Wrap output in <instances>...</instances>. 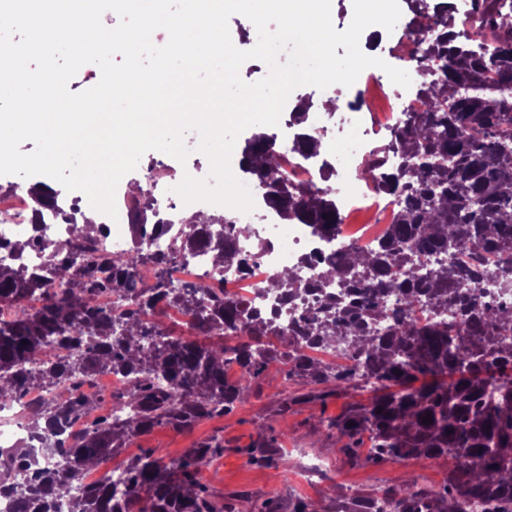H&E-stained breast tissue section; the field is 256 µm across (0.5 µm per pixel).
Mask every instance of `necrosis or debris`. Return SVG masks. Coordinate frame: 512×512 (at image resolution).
<instances>
[{
	"label": "necrosis or debris",
	"mask_w": 512,
	"mask_h": 512,
	"mask_svg": "<svg viewBox=\"0 0 512 512\" xmlns=\"http://www.w3.org/2000/svg\"><path fill=\"white\" fill-rule=\"evenodd\" d=\"M381 73L372 68L358 80L357 109L364 123L379 132H392L401 126L407 113L421 112L426 108V99L418 90L403 94H392L391 107L379 113L372 110L369 100L372 86ZM372 146L362 147L350 165L339 167L336 148L325 144L322 150L313 154L299 151L293 139L284 137L274 140L271 148L273 161L287 173L296 185H320L341 176L346 186L339 192L336 201L342 216H349L356 210L371 211L385 220H392L404 206L403 196L385 191L379 179L361 177L360 171L373 154ZM115 203L117 218L100 215V243L108 251L119 254L128 251L135 244L132 228L134 206L130 192L117 187ZM86 208L82 197H56L48 206L38 205L34 198L15 190L0 191V214L5 221L0 224V261L11 263L8 242L20 237L39 238L53 245L64 246L66 250L81 249L75 240L72 225L77 222ZM256 210L262 213V222L253 230L252 239L238 241V248L250 256L245 269L229 267L215 268L208 251L196 250L180 256L170 267L174 283L184 282L186 276L195 281L209 283L223 288L226 297L238 300L250 309L274 317L282 327L293 326L300 321L303 309L301 302H286L280 290L272 288L270 279L277 271L289 268L302 279L316 276L325 260L339 255L352 245L376 247L375 237L367 235L365 229H352L341 224L334 236L324 238L306 224H284L276 210L263 199H256ZM189 207L183 202H169L153 207L150 211L153 223L159 224L158 233L152 234L150 248L156 253H167L171 243L180 238L186 230L183 222ZM41 390L28 392L24 401L0 409V447L10 448L19 442H26L32 461L62 468L59 459L44 455L39 439L30 437L20 419L28 402L44 398Z\"/></svg>",
	"instance_id": "4bbe7bcc"
}]
</instances>
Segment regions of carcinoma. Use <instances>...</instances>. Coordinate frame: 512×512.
<instances>
[{
	"instance_id": "obj_1",
	"label": "carcinoma",
	"mask_w": 512,
	"mask_h": 512,
	"mask_svg": "<svg viewBox=\"0 0 512 512\" xmlns=\"http://www.w3.org/2000/svg\"><path fill=\"white\" fill-rule=\"evenodd\" d=\"M484 22L462 32L443 25L434 37L414 42L420 60L438 70L421 75L418 90L427 110L412 113L395 133L398 159L385 190L406 204L386 238L375 249H346L307 282L283 270L273 280L290 301L321 291L336 281L311 323L289 336L273 321L224 298V289L185 281L174 287L165 268L182 253L205 249L224 254V265L246 264L237 240L248 227L213 241L211 228L226 217L187 218L184 236L166 255L155 254L140 239L129 251L112 254L98 246L100 231L88 219L77 224L85 243L50 272L60 287L17 267L0 264V305L16 306L14 319L0 322V405L20 400L33 381L53 386L81 372L99 370L134 378V388L99 399L73 387L67 395L39 403L44 424H29L45 440L48 456L67 469L32 468L24 446L0 448L16 465H0V495L12 512H56V497L66 481L100 465L132 439L159 426L191 428L221 417L241 398L242 383L257 378L266 364L285 361L289 375L317 387L344 390L357 379L373 385L374 396L329 422L349 459L360 460L361 439L369 434L376 460L449 458L453 465L441 492L392 487L386 499L394 512H458L457 494L487 498L488 512H512V307L485 305L467 287L482 277L491 259L512 254V7L504 0H477ZM496 75L487 84L489 73ZM270 137L255 133L242 149L245 172L281 219L312 224L323 237L336 233L342 217L329 185L298 187L273 162ZM158 267L144 285L136 275L144 263ZM123 295L125 307L107 312L98 296ZM398 296L404 308L388 313L380 298ZM436 311L453 309L460 326L422 323L414 304ZM179 304L200 316V336L186 337L161 319L163 308ZM387 322L385 332L377 324ZM247 326L251 342L229 345L224 331ZM347 346L355 367L331 365L308 350ZM83 348L85 358L63 360L56 349ZM40 361L37 370L31 364ZM238 366L232 381L226 372ZM99 412L74 435V421ZM431 415L430 423L423 417ZM224 452L216 439L199 444L169 462L147 449L131 458L126 491L109 481L76 499L72 512H128L127 496H143L139 512H224L199 483L202 465Z\"/></svg>"
}]
</instances>
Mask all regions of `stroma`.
Masks as SVG:
<instances>
[{"instance_id": "1", "label": "stroma", "mask_w": 512, "mask_h": 512, "mask_svg": "<svg viewBox=\"0 0 512 512\" xmlns=\"http://www.w3.org/2000/svg\"><path fill=\"white\" fill-rule=\"evenodd\" d=\"M354 96L351 87L305 85L290 94L287 104L314 102L324 109L326 138L335 143L343 158L366 138L359 115L346 106ZM307 391L299 379L289 376L286 366L269 364L245 386L241 401L224 417L184 431L154 428L135 438L124 455L129 458L152 448L169 461L184 457L201 441L218 438L224 452L201 468L199 478L230 512H292L294 505L302 502L310 512H334L339 501L367 494L379 496L389 486L406 481L419 488L443 490L448 468L439 460H364L355 464L340 452L336 433L327 424L349 403L372 397V385L362 383L348 388L345 394L329 393L312 401L305 400ZM281 430L286 436L279 454L264 465L251 463L250 447ZM306 455L322 458L324 468L318 476L302 471Z\"/></svg>"}]
</instances>
